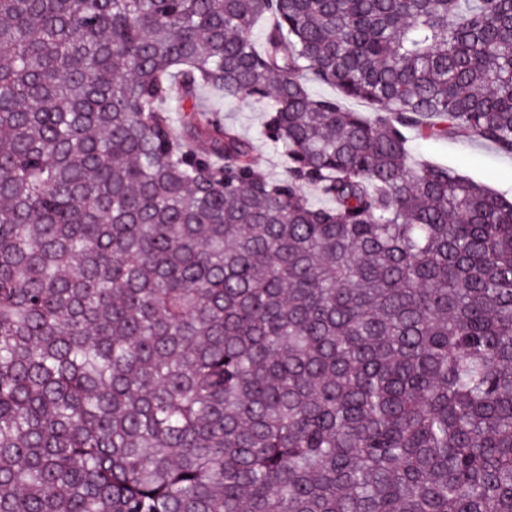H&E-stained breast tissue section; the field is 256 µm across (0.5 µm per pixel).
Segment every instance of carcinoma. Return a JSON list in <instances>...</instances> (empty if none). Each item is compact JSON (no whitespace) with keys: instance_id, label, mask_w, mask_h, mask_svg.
<instances>
[{"instance_id":"cac0c4a2","label":"carcinoma","mask_w":512,"mask_h":512,"mask_svg":"<svg viewBox=\"0 0 512 512\" xmlns=\"http://www.w3.org/2000/svg\"><path fill=\"white\" fill-rule=\"evenodd\" d=\"M461 132L512 155V0H0V512H512ZM223 106L225 122L234 125L244 138L254 142L258 167L271 176L285 175L286 162L270 145L258 139L264 116L263 108L232 100H224Z\"/></svg>"}]
</instances>
